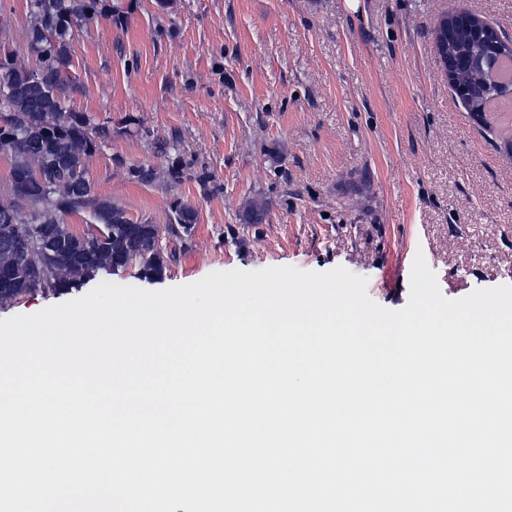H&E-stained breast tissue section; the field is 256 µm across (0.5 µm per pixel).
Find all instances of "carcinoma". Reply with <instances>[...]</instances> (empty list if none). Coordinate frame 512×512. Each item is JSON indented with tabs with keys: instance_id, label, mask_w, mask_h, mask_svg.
Segmentation results:
<instances>
[{
	"instance_id": "carcinoma-1",
	"label": "carcinoma",
	"mask_w": 512,
	"mask_h": 512,
	"mask_svg": "<svg viewBox=\"0 0 512 512\" xmlns=\"http://www.w3.org/2000/svg\"><path fill=\"white\" fill-rule=\"evenodd\" d=\"M102 0H29L32 16L26 33L29 49L36 55V67L17 61L7 50L0 52V150L12 156V185L7 201L0 203V224H15L25 233L29 224H43L54 235L76 239L64 224V217L88 212L101 236L87 249L71 247L51 251V282L48 290L64 292L82 281L93 280L112 269L134 263L140 276L162 279L167 261L160 246V227L148 220L133 222L116 204L101 197L87 176L86 158L107 138L109 130L95 126L83 113L69 112L66 93L78 86L68 76L70 38L73 28L100 17L119 22L121 11L108 14L99 8ZM483 42L469 30L459 31L448 44V59L462 62L483 51ZM455 94L471 110L486 112L488 99L509 92L498 87L486 71L459 68ZM153 148L167 156L168 182H182L188 163L177 136L155 140ZM31 210L26 221L20 213ZM173 222L166 231L172 236L191 237L197 223L196 209L183 202L172 208ZM268 214L267 201L254 195L244 200L237 219L242 224H262ZM0 266L13 270L11 278L0 281V300L33 291L24 252L0 253Z\"/></svg>"
}]
</instances>
